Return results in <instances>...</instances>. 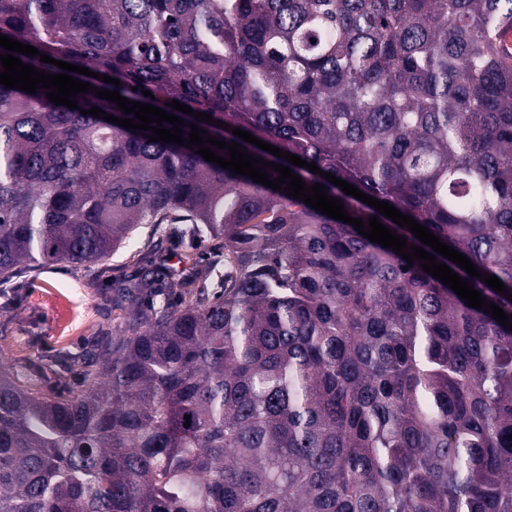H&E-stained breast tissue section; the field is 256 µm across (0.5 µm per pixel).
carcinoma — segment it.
<instances>
[{"label": "carcinoma", "instance_id": "obj_1", "mask_svg": "<svg viewBox=\"0 0 512 512\" xmlns=\"http://www.w3.org/2000/svg\"><path fill=\"white\" fill-rule=\"evenodd\" d=\"M507 17L512 0H0V34L325 185L512 322L408 229L232 134L388 202L512 294ZM77 103L0 85V275L101 261L143 224L220 239L224 263L113 283L112 332L58 356L73 382L29 383L0 350V512H512V330L355 226ZM494 40L499 58L505 64H512V22L509 18L502 21Z\"/></svg>", "mask_w": 512, "mask_h": 512}]
</instances>
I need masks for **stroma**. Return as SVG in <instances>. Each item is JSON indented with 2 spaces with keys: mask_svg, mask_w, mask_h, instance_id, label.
Returning <instances> with one entry per match:
<instances>
[{
  "mask_svg": "<svg viewBox=\"0 0 512 512\" xmlns=\"http://www.w3.org/2000/svg\"><path fill=\"white\" fill-rule=\"evenodd\" d=\"M220 241L192 246L178 230L151 233L141 228L135 242L95 264H41L0 283V349L22 363L28 378L42 379L41 360L57 351L85 352L111 330L112 283L137 277L152 266L159 273H182L192 257L218 262Z\"/></svg>",
  "mask_w": 512,
  "mask_h": 512,
  "instance_id": "1",
  "label": "stroma"
}]
</instances>
